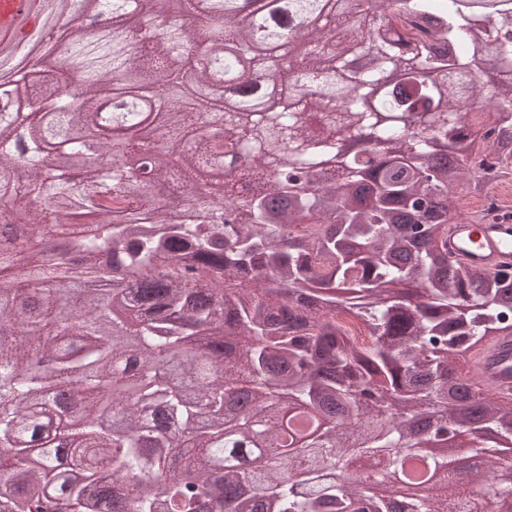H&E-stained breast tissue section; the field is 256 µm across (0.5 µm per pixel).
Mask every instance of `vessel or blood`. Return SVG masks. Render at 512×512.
Here are the masks:
<instances>
[{"instance_id":"vessel-or-blood-1","label":"vessel or blood","mask_w":512,"mask_h":512,"mask_svg":"<svg viewBox=\"0 0 512 512\" xmlns=\"http://www.w3.org/2000/svg\"><path fill=\"white\" fill-rule=\"evenodd\" d=\"M448 255L459 265L489 273H512V217L452 219L446 234ZM479 376L501 395L512 394V336L473 356Z\"/></svg>"}]
</instances>
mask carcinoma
<instances>
[{
	"mask_svg": "<svg viewBox=\"0 0 512 512\" xmlns=\"http://www.w3.org/2000/svg\"><path fill=\"white\" fill-rule=\"evenodd\" d=\"M183 0L188 24L153 36L129 25L140 0H26L0 26V512L50 492L59 512H477L445 454L410 427L437 420L488 465L471 485L486 512L512 498L493 479L512 451V396L487 391L473 352L512 336V279L454 264L444 243L452 193L484 196L512 174V0L494 17L458 0ZM78 7L111 14L79 30L24 34L29 17ZM64 42L56 57L43 48ZM299 77L261 107L256 85L206 113L184 95L236 64ZM78 74L81 92L56 93ZM490 111L472 122L469 107ZM109 127L90 139L86 129ZM23 129L38 151L12 156ZM192 141L159 167L131 163ZM443 145L453 161L433 163ZM59 158L53 168L39 153ZM125 160L108 164L104 156ZM231 169L216 195L201 183ZM284 199L275 207L269 195ZM238 207L247 222H224ZM67 252L49 256L48 239ZM83 415L36 451L50 394ZM333 412L321 433L279 445L296 410ZM120 422L100 423L104 412ZM212 430L192 445L168 426ZM439 476L397 507L396 477Z\"/></svg>",
	"mask_w": 512,
	"mask_h": 512,
	"instance_id": "1",
	"label": "carcinoma"
}]
</instances>
